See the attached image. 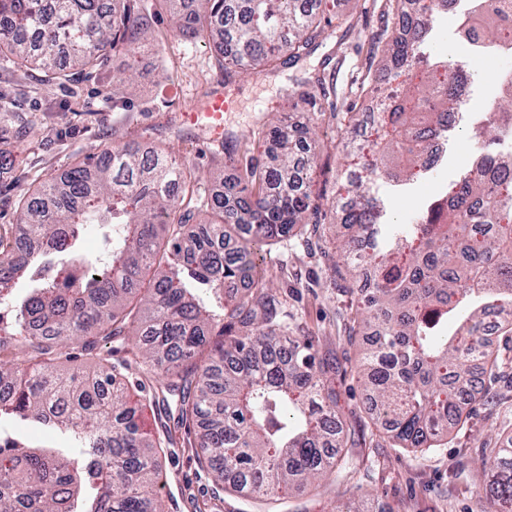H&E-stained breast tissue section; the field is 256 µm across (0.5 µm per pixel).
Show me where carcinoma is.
I'll return each instance as SVG.
<instances>
[{
  "label": "carcinoma",
  "instance_id": "cac0c4a2",
  "mask_svg": "<svg viewBox=\"0 0 512 512\" xmlns=\"http://www.w3.org/2000/svg\"><path fill=\"white\" fill-rule=\"evenodd\" d=\"M182 33L205 32L224 82L255 63L274 68L308 55L325 34L313 0H164ZM501 22L488 44L512 42V0H492ZM413 36L387 50L401 72L424 61L442 67L408 82L373 116L384 131L366 176L349 181L336 241L345 257L342 288L375 273L360 301L359 381L377 427L400 448H432L466 420L503 359L484 336L491 311L512 315V178L496 166L499 125L472 128L484 148L426 209L391 221L382 184L396 188L428 169L421 133L457 109L466 90L457 62L426 53L435 39L433 4L422 5ZM140 0H0V54L60 77L98 65L107 53L136 74L146 46ZM308 81L305 121L261 124L254 134L279 148L275 166L247 162L224 194L202 197L189 167L164 150L128 143L104 159L86 158L43 184L19 210L25 247L0 234V420L18 417L74 447L0 435V512H163L154 490L158 448L141 427L146 409L177 398V425L195 429L198 461L224 491L277 512L296 483L317 489L341 476L346 437L336 413V365L270 293L258 269L262 246L317 224L310 182L297 180L293 148L313 139V114L336 119ZM202 232L184 228L201 208ZM103 235L105 260L81 250ZM250 288L228 300L224 285ZM132 341L154 393L131 402L117 366L102 358L93 374H65L56 362L78 344ZM478 361L482 371H470ZM498 479L495 512H512V439L484 449Z\"/></svg>",
  "mask_w": 512,
  "mask_h": 512
}]
</instances>
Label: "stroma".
<instances>
[{"label": "stroma", "instance_id": "1", "mask_svg": "<svg viewBox=\"0 0 512 512\" xmlns=\"http://www.w3.org/2000/svg\"><path fill=\"white\" fill-rule=\"evenodd\" d=\"M338 15L352 23L327 28L317 50L296 66L252 72L225 82L207 34H182L173 28L160 0H145L150 45L139 58L135 81L122 82L124 63L108 56L99 66L70 72L65 82L25 69L0 56V109L11 119L0 124V151L14 153V167L0 170V232L15 230L20 202L41 182L61 175L75 162L100 156L129 142L160 146L198 176L200 195L223 192L237 177L224 150L214 143L210 118L201 107L224 95L223 137L237 143L240 160L272 162L268 141L253 137L259 122L293 116L300 102L296 78L317 73L328 54L339 63L333 77L339 106L370 111L381 90L368 69H380L371 40L391 28L387 0H337ZM121 87H114V80ZM197 112L196 123L184 113ZM38 128L36 138L22 136L24 126ZM323 170L314 192L320 222L287 239L264 246L267 275L300 333L316 337L320 351L336 365L337 411L348 429L346 464L341 477L320 491L293 490L281 512H336L366 496L391 512H492L487 491L492 472L481 464L487 442L512 432V362L482 391L465 423L443 445L412 452L394 446L379 432L365 406L356 377L362 347L349 333L357 298L335 285L330 267L336 256L335 226L340 214L333 202L348 172H361L353 157L357 145L373 134L372 125L317 122ZM175 442L160 457L156 490L166 512H257L252 500L222 491L200 467L197 450L185 429L173 431Z\"/></svg>", "mask_w": 512, "mask_h": 512}]
</instances>
